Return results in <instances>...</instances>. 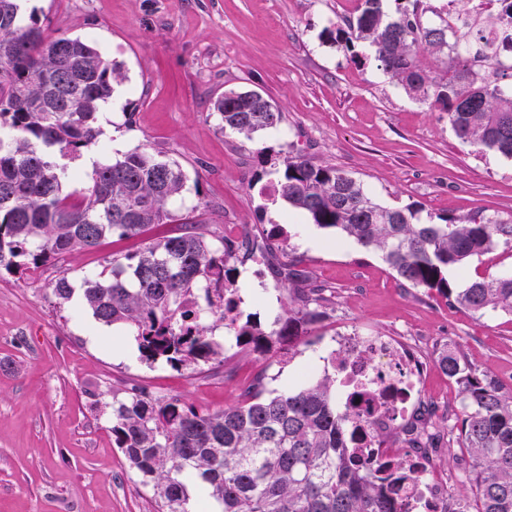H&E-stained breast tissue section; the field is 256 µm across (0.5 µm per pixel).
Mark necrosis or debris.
<instances>
[{"instance_id":"obj_1","label":"necrosis or debris","mask_w":512,"mask_h":512,"mask_svg":"<svg viewBox=\"0 0 512 512\" xmlns=\"http://www.w3.org/2000/svg\"><path fill=\"white\" fill-rule=\"evenodd\" d=\"M326 343L322 365L306 364L303 372L322 368L335 373L339 406L348 417L346 437L379 477H396L402 468L413 472L398 495L402 512H462L438 449L394 446L395 440H409L410 430H421L429 417L423 385L432 364L426 343L413 336L342 328Z\"/></svg>"}]
</instances>
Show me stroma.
<instances>
[{
    "label": "stroma",
    "instance_id": "obj_1",
    "mask_svg": "<svg viewBox=\"0 0 512 512\" xmlns=\"http://www.w3.org/2000/svg\"><path fill=\"white\" fill-rule=\"evenodd\" d=\"M24 14L82 38L121 64L124 80L102 108L109 156L148 146L181 165L178 214L206 224L210 239L250 232L257 246L234 259L240 307L263 326L294 300L267 267L266 247L298 262L332 296L301 342L266 355L230 347L213 369L142 362L127 331L107 332L87 310L58 305L50 283L106 274L112 258L172 234L110 237L93 251L57 258L39 272L0 270V512H154L150 487L128 468L112 437V396L131 385L155 398L220 410L238 403L256 375L295 388L336 325L402 331L465 357L512 390V316L474 314L438 294L403 287L373 250L316 227L269 188L296 156L333 166L387 207L412 206L424 221L475 214L512 219V160L463 146L445 113L412 99L359 43L346 54L328 40L353 0H20ZM230 89L255 90L281 114L260 136L222 129L213 109ZM132 128H124L126 113ZM284 233L274 242L272 225ZM512 273V248L473 258L448 278Z\"/></svg>",
    "mask_w": 512,
    "mask_h": 512
}]
</instances>
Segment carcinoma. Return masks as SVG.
<instances>
[{"mask_svg": "<svg viewBox=\"0 0 512 512\" xmlns=\"http://www.w3.org/2000/svg\"><path fill=\"white\" fill-rule=\"evenodd\" d=\"M394 2L389 16L384 0H358L334 41L347 51L369 43L407 93L448 115L462 144L512 158V85H504L512 58H495L493 39L465 19L454 28L435 25L422 13L423 0ZM500 2L506 23L498 39L512 49V0ZM425 51L435 55L432 70L421 64ZM121 79V65L90 43L47 34L35 15H22L18 0H0V269L37 268L110 236L134 237L178 220L170 205L186 175L146 149L98 159L88 180L63 190V160L104 151L98 114ZM214 108L224 128L248 137L281 120L254 90L227 91ZM273 191L317 226L379 251L403 286L435 291L482 316L512 315V276H481L460 290L448 280L449 270L501 241L512 244V224L482 215L422 222L417 209L384 207L344 171L305 157L285 163ZM183 224L179 234L112 259L110 277L82 283L84 307L97 322L131 333L141 361L194 368L224 357V343L203 323L207 314L236 346L260 354L322 317L326 289L273 252L277 280L300 304L271 330L243 315L229 260L250 242L222 237L216 244L194 218ZM51 292L64 305L75 289L62 274ZM437 365L459 384L450 441L468 455L477 512H512V392L454 352L442 353ZM346 421L336 406V377L326 372L282 392L267 391L258 375L241 403L221 410L159 400L137 386L112 401L114 441L152 488L159 512H397L376 470L353 460Z\"/></svg>", "mask_w": 512, "mask_h": 512, "instance_id": "cac0c4a2", "label": "carcinoma"}]
</instances>
